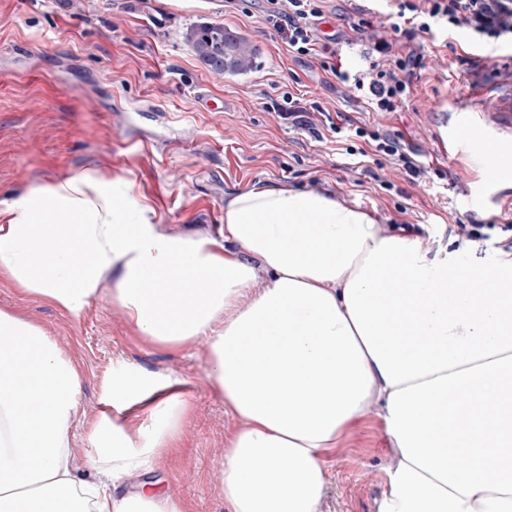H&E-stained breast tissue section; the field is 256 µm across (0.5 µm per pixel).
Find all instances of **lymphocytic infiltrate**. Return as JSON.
<instances>
[{"mask_svg":"<svg viewBox=\"0 0 512 512\" xmlns=\"http://www.w3.org/2000/svg\"><path fill=\"white\" fill-rule=\"evenodd\" d=\"M266 20L284 33L293 53L317 55L318 41L312 19L321 17L323 0H268ZM359 27L367 29L361 55L365 68L349 72L331 66V73L371 112L398 111L412 94V76L424 68L425 56L414 47L416 37L439 42L447 36L463 37L471 50L487 47L512 49V0H367L360 8ZM410 40L399 48V39ZM370 150L392 157L400 170L418 177L422 166L401 134L355 127Z\"/></svg>","mask_w":512,"mask_h":512,"instance_id":"f902f5d3","label":"lymphocytic infiltrate"}]
</instances>
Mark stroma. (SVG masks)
Returning a JSON list of instances; mask_svg holds the SVG:
<instances>
[{"label": "stroma", "mask_w": 512, "mask_h": 512, "mask_svg": "<svg viewBox=\"0 0 512 512\" xmlns=\"http://www.w3.org/2000/svg\"><path fill=\"white\" fill-rule=\"evenodd\" d=\"M267 0H0V207L30 188L80 170L129 176L160 224L185 234L219 233L224 203L261 184L322 188L398 232L422 236L434 251L454 252L458 266L499 260L512 223V197L489 165L469 150L443 153L450 114L472 107L478 90L500 85L490 60L461 66L451 50L424 42L432 62L413 78L402 111L368 112L322 62L362 66L353 0H325L313 24L321 59L297 58L266 21ZM213 22L258 50L246 74L216 76L184 38ZM305 111L288 116L286 95ZM341 112L353 125L401 133L426 167L418 183L388 157L361 156L362 139L337 142L324 118ZM482 224V239L465 225ZM0 309L31 317L82 373L72 445L78 460L92 448L85 425L100 414L112 370L177 377L194 411L184 446L149 472L162 492L193 501L195 512H228L221 487L224 448L241 429L207 386L203 345L170 351L145 339L104 281L95 299L71 316L0 278ZM390 442L369 408L337 447L323 454L328 483L320 512H376L386 489Z\"/></svg>", "instance_id": "obj_1"}]
</instances>
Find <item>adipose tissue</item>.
<instances>
[{
    "label": "adipose tissue",
    "mask_w": 512,
    "mask_h": 512,
    "mask_svg": "<svg viewBox=\"0 0 512 512\" xmlns=\"http://www.w3.org/2000/svg\"><path fill=\"white\" fill-rule=\"evenodd\" d=\"M109 275L145 338L205 343L206 382L245 424L224 453L229 512H318L321 455L371 404L392 450L378 512H512V257L461 270L323 189L236 193L219 237L165 232L122 175L77 171L0 208L1 278L76 316ZM179 385L114 370L77 465L81 373L0 309V512H192L152 482L117 492L180 449Z\"/></svg>",
    "instance_id": "adipose-tissue-1"
}]
</instances>
